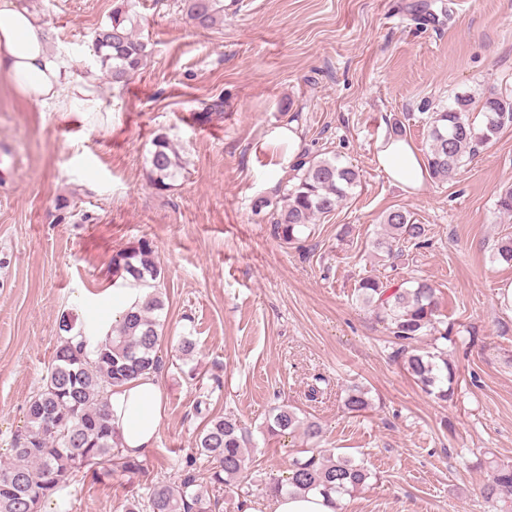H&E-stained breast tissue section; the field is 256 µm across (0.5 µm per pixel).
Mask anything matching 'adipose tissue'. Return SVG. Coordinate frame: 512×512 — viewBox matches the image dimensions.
I'll return each mask as SVG.
<instances>
[{
  "instance_id": "1",
  "label": "adipose tissue",
  "mask_w": 512,
  "mask_h": 512,
  "mask_svg": "<svg viewBox=\"0 0 512 512\" xmlns=\"http://www.w3.org/2000/svg\"><path fill=\"white\" fill-rule=\"evenodd\" d=\"M0 74L18 94L42 106L60 96L68 77L65 61L48 51L40 25L16 0H0ZM375 158L394 183L410 192L423 188L427 162L406 140L381 138ZM110 408L125 454L136 456L152 447L164 413L157 375L144 374L116 389Z\"/></svg>"
}]
</instances>
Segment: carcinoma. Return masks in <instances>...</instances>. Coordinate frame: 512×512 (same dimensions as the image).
<instances>
[{
	"label": "carcinoma",
	"instance_id": "cac0c4a2",
	"mask_svg": "<svg viewBox=\"0 0 512 512\" xmlns=\"http://www.w3.org/2000/svg\"><path fill=\"white\" fill-rule=\"evenodd\" d=\"M133 0H113L109 21L92 38L96 65L114 85L126 86L147 57L131 21ZM186 20L201 29L224 22V0H182ZM482 115L475 123L473 113ZM512 126V97L476 99L457 94L448 107L428 118L427 164L431 177L449 179L479 147ZM185 169L179 151L164 136L153 140L148 159V180L157 190H166ZM295 182L287 190L284 205L272 222V233L286 244H294L318 216H326L345 201L360 179L359 172L335 157L299 159ZM383 233L374 248L394 257L393 244H426V228L400 207L382 218ZM113 273L130 287L145 288L142 301L127 309L104 337L86 335L87 327L64 314L58 323L59 341L42 385L30 398L26 426L13 442L10 462L0 466V512H43L45 504L61 489L69 476L81 469L103 476L120 473L133 478L144 471L143 461L119 448L112 426L109 396L116 388L161 366L159 356L165 309L161 289L162 270L153 244L140 239L112 257ZM357 297L374 308L387 325L397 345L396 357L408 374L426 392L441 401L455 393L454 366L448 354L420 353L414 343L423 336L448 339L450 330L440 329L438 297L434 285L423 278L400 282L389 275H366L357 283ZM81 337L72 344L70 335ZM345 410L359 414L371 406L368 392L354 387L343 401ZM268 435L284 437L301 432L317 443L320 424L288 405L272 409L266 425ZM252 433L230 415L209 418L195 440V454L186 460L184 474L176 481L159 478L147 492L125 504V512H213L211 503L196 488L197 461L208 464L210 483L242 488ZM372 478L362 462L348 456L326 454L319 448H304L292 457L288 477L272 482L273 496L295 495L314 490L336 505L345 494L357 492ZM487 499L512 503V465L496 467L491 483L482 488Z\"/></svg>",
	"mask_w": 512,
	"mask_h": 512
}]
</instances>
